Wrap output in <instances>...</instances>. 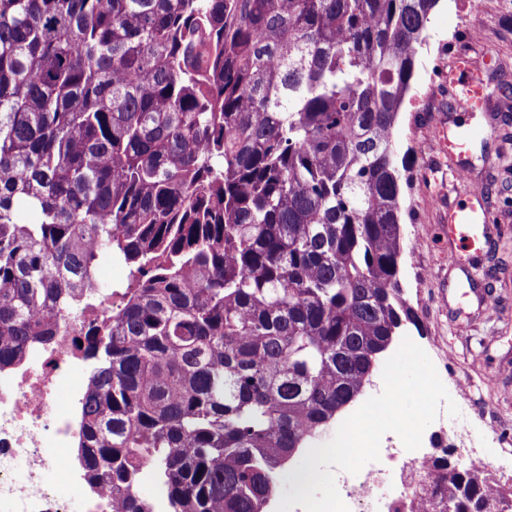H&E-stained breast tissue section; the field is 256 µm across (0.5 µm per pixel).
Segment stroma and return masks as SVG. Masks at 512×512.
Instances as JSON below:
<instances>
[{"mask_svg": "<svg viewBox=\"0 0 512 512\" xmlns=\"http://www.w3.org/2000/svg\"><path fill=\"white\" fill-rule=\"evenodd\" d=\"M471 59L470 78L486 82L488 105L468 116L477 135L467 163L448 155L437 130L448 119V91L431 80L434 63L449 64L454 50ZM398 158L410 168L402 192L403 232L415 256H404L400 281L420 329H408L434 366L463 382L473 434L512 429V15L493 9L466 20L460 0H440L418 50L415 74L394 130ZM481 193L495 227L472 255L479 279L445 268L451 242L442 236L448 206Z\"/></svg>", "mask_w": 512, "mask_h": 512, "instance_id": "obj_1", "label": "stroma"}]
</instances>
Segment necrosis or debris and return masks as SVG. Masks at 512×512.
Wrapping results in <instances>:
<instances>
[{"label": "necrosis or debris", "instance_id": "necrosis-or-debris-1", "mask_svg": "<svg viewBox=\"0 0 512 512\" xmlns=\"http://www.w3.org/2000/svg\"><path fill=\"white\" fill-rule=\"evenodd\" d=\"M89 371L90 361L70 330L50 345H30L21 364L0 371V502L9 512H71L77 498L84 512H112L111 492L101 485L88 487L76 458L77 420ZM430 463L388 433L379 461L355 475L337 471L335 482L350 512H377L387 481L398 482V501L408 500L418 480L429 476ZM51 471L61 472L62 481L46 483Z\"/></svg>", "mask_w": 512, "mask_h": 512}]
</instances>
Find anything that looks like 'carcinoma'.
I'll return each instance as SVG.
<instances>
[{
    "mask_svg": "<svg viewBox=\"0 0 512 512\" xmlns=\"http://www.w3.org/2000/svg\"><path fill=\"white\" fill-rule=\"evenodd\" d=\"M438 4L0 0V370L75 326L116 512L146 467L170 512H267L419 327L393 130ZM429 494L512 512L450 451Z\"/></svg>",
    "mask_w": 512,
    "mask_h": 512,
    "instance_id": "cac0c4a2",
    "label": "carcinoma"
}]
</instances>
